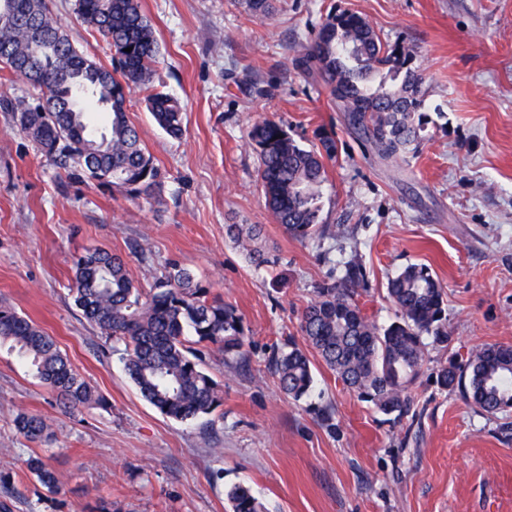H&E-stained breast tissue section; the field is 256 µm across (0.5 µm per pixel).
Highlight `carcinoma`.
<instances>
[{
    "instance_id": "1",
    "label": "carcinoma",
    "mask_w": 512,
    "mask_h": 512,
    "mask_svg": "<svg viewBox=\"0 0 512 512\" xmlns=\"http://www.w3.org/2000/svg\"><path fill=\"white\" fill-rule=\"evenodd\" d=\"M13 6L12 25L0 27V68L12 78L33 83L32 100L4 101L19 131L57 167L77 179L116 188L133 200L156 198L164 174L129 121L126 103L132 90L145 94L156 124L168 136L183 133L182 108L170 95L151 87L159 42L139 0H74V12L113 49L118 65L107 68L83 53L77 39L53 16L48 0H0ZM131 51H126V48ZM302 69L324 82L334 106L349 116L383 161H398L411 150L428 123L420 96L421 73L415 57L383 42L360 14L330 11L309 33ZM107 112L98 130L90 110ZM318 145L300 146L279 122L254 124L250 140L258 159L257 177L277 223L294 238L322 233L319 199L327 163L336 159L334 132L321 127ZM236 242L247 245L256 266L269 264L249 248L259 232L229 225ZM361 272L350 264L339 285L317 290L301 313L299 331L327 367L386 415L406 416L410 387L430 345L448 344L444 292L429 267L411 264L389 279L387 293L397 320L381 328L357 304ZM74 305L91 326L124 345L125 370L141 397L177 421L211 414L224 402V390L202 368L205 352L242 356L241 317L187 269L173 265L149 290L138 288L125 260L93 249L74 262ZM8 343L40 381L71 408L103 403L97 389L77 373L57 341L13 307L0 303V344ZM270 368L282 391L295 400L314 386L304 349L290 342L272 353ZM437 381L459 391L474 408L496 416L512 412V346L487 345L464 361L440 367ZM14 424L29 441L52 439L50 425L38 414L21 412ZM28 471L51 492L60 480L42 457L27 459ZM231 512H266L250 488L227 493Z\"/></svg>"
}]
</instances>
